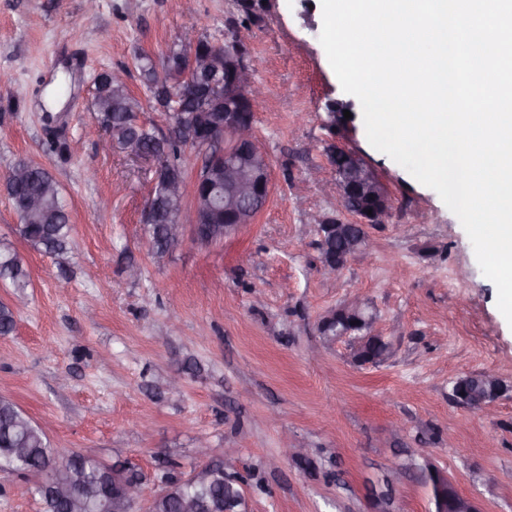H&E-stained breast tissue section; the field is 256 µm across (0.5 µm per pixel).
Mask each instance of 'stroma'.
Here are the masks:
<instances>
[{"instance_id": "1", "label": "stroma", "mask_w": 512, "mask_h": 512, "mask_svg": "<svg viewBox=\"0 0 512 512\" xmlns=\"http://www.w3.org/2000/svg\"><path fill=\"white\" fill-rule=\"evenodd\" d=\"M240 0H0V175L22 157L54 177L68 206L64 255L30 249L0 192V246L31 271L17 296L0 281L14 332L0 336V396L39 423L61 455L129 462L149 477H189L198 445L211 461L237 446L246 512H376L372 487L408 454L445 471L480 512H512V392L487 408L451 398L454 381L493 370L512 385V325L457 216L366 137L361 105L345 93L319 41L321 0H267L241 27ZM212 41L236 29L266 105L254 121L272 190L252 224L223 243L186 241L165 264L149 254L141 212L146 163L107 152L93 110L99 74L135 58L161 60L186 29ZM62 79L58 120L41 104ZM351 113L336 127L327 109ZM60 136L47 149L50 130ZM356 151L382 179L392 209L367 227L368 256L335 278L320 269L313 219L337 213L321 184L335 178L327 144ZM141 275L130 279L128 266ZM377 316L391 346L375 366L346 342H324L318 320L352 296ZM183 376V393L168 380ZM306 448L309 475L281 454ZM34 477L0 471V512H41L20 494ZM392 512H433L421 470L392 491Z\"/></svg>"}]
</instances>
